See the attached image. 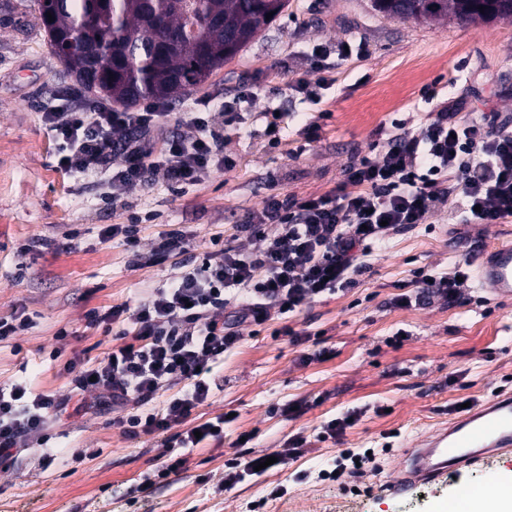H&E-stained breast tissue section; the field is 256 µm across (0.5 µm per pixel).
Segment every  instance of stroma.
<instances>
[{
    "label": "stroma",
    "mask_w": 512,
    "mask_h": 512,
    "mask_svg": "<svg viewBox=\"0 0 512 512\" xmlns=\"http://www.w3.org/2000/svg\"><path fill=\"white\" fill-rule=\"evenodd\" d=\"M368 0H288L282 15L200 89L194 100L220 106L241 83H255L242 104V123L225 127L224 153L233 164L181 190L163 183L134 186L113 206L106 174L82 176L60 164V146L43 114L74 82L52 51L35 0H0V317L23 312L28 325L0 343V389L25 384L37 392L65 390V362L96 358L116 342L87 325L84 314L137 305L166 287L189 257L230 238L242 215L273 194L333 192L353 155L375 156L393 120L415 132L432 106L423 98H465L472 111L512 115V19L462 24L387 18ZM364 41L365 56L332 58L333 80L315 96L289 97L285 87L307 68L313 45ZM284 112L278 144L265 134L266 112ZM319 124L305 143L301 129ZM141 220L138 249L103 240L106 225ZM186 236L184 252L141 264L165 233ZM512 240V218L499 224L464 220L461 208L439 204L426 226L375 248L368 269L345 293L327 295L290 318L273 317L214 366V389L190 419L201 424L230 413L224 443L185 451L186 465L156 489L137 493L145 474L165 461L162 435L132 440L109 411L82 409L50 424L41 442L14 459L0 483V512H245L266 498V512H444L462 487L512 481V461L490 460L406 496L385 489L407 443L448 423L451 407L512 391V299L492 296L470 280L454 303L394 305L413 293V271L451 273L496 240ZM40 248H32V241ZM305 335L293 342L285 328ZM286 404L296 412L283 413ZM358 412L341 440H317L322 424ZM249 433L246 447H236ZM308 443L301 455L218 495L227 461L276 455L289 437ZM392 450L349 483L321 481L320 469L339 448ZM207 475L200 484L198 475ZM283 497L272 498L276 485Z\"/></svg>",
    "instance_id": "obj_1"
}]
</instances>
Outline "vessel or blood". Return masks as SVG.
Here are the masks:
<instances>
[{
    "mask_svg": "<svg viewBox=\"0 0 512 512\" xmlns=\"http://www.w3.org/2000/svg\"><path fill=\"white\" fill-rule=\"evenodd\" d=\"M476 276L496 297L512 299V241L487 245ZM503 453L512 457L511 391L474 402L448 425L412 441L387 490L404 496L415 485L445 481L449 472L475 467Z\"/></svg>",
    "mask_w": 512,
    "mask_h": 512,
    "instance_id": "b4317fda",
    "label": "vessel or blood"
}]
</instances>
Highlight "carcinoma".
Here are the masks:
<instances>
[{"label":"carcinoma","mask_w":512,"mask_h":512,"mask_svg":"<svg viewBox=\"0 0 512 512\" xmlns=\"http://www.w3.org/2000/svg\"><path fill=\"white\" fill-rule=\"evenodd\" d=\"M287 7L288 0H57L38 12L45 31L76 43L63 59L75 80L91 67V52H111L113 78L93 100L129 108L178 101L267 28L268 13L276 18ZM371 7L415 22L512 18V0H371Z\"/></svg>","instance_id":"obj_1"}]
</instances>
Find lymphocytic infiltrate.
Instances as JSON below:
<instances>
[{"instance_id": "obj_1", "label": "lymphocytic infiltrate", "mask_w": 512, "mask_h": 512, "mask_svg": "<svg viewBox=\"0 0 512 512\" xmlns=\"http://www.w3.org/2000/svg\"><path fill=\"white\" fill-rule=\"evenodd\" d=\"M364 43L314 45L305 75L288 83L291 94L312 97L324 86L330 56L365 54ZM244 95L226 99L221 125L210 120L209 100L176 118L167 133L153 107L119 110L85 105L78 94L53 106L44 119L60 142V163L73 173L105 171L113 204L147 181L176 188L230 167L224 127L238 123ZM336 192L297 198L275 194L247 211L237 230L258 248L228 240L205 253L192 271L173 277L137 306L90 310L89 325L122 323L121 343L95 359L66 362L69 392L34 393L16 386L0 392V478L18 449L42 439L62 418L72 397L96 408L141 405L163 395L159 409L119 419L128 437L174 431L163 475L183 469V449L199 441L223 442L226 417L186 423L211 395L216 360L236 347L245 326H261L272 314H290L314 299L350 290L367 268L374 246L426 223L436 203L461 197L466 220L497 224L512 217V119L472 112L452 97L430 112L419 133L396 124L378 155L355 157ZM470 274L463 267L435 275L419 270L418 292L455 302Z\"/></svg>"}]
</instances>
